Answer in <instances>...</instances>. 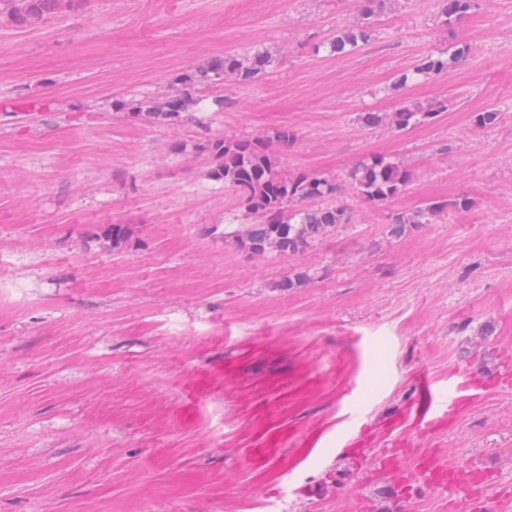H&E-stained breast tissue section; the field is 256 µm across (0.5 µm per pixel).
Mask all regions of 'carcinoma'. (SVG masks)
<instances>
[{"mask_svg": "<svg viewBox=\"0 0 512 512\" xmlns=\"http://www.w3.org/2000/svg\"><path fill=\"white\" fill-rule=\"evenodd\" d=\"M12 8L23 20L39 19L55 13L61 0H10ZM442 15L451 20L460 18L472 8L473 0H438ZM368 32L352 29L330 40L332 52L343 54L367 41ZM269 60L261 53L241 56L231 52L214 59L206 74L208 85L217 86L226 77H233L242 84L252 82L265 72ZM448 69V60L426 57L411 70L397 75L393 88L399 90L416 76L440 74ZM185 88L172 95L163 112L157 116L171 119L189 111L190 98L186 86L194 79L182 80ZM441 106L421 108L406 105L391 116L392 124L407 127L433 120ZM290 134L280 129L267 139H207L204 148L216 162L213 174L225 184L235 188L245 210L255 216V223L244 224L233 232L236 245L257 256L269 252L295 254L304 250L316 239L326 235L338 224H345L349 216L344 207L328 200L338 187L321 176L299 175L282 178L275 170L270 145L288 144ZM410 174L400 166L383 158L359 166L351 180L356 191L370 201H387L397 196L409 181ZM467 206L462 199L450 203L431 201L414 214H398L394 223L429 224L450 208L460 210Z\"/></svg>", "mask_w": 512, "mask_h": 512, "instance_id": "cac0c4a2", "label": "carcinoma"}]
</instances>
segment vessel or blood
<instances>
[{
	"label": "vessel or blood",
	"instance_id": "1",
	"mask_svg": "<svg viewBox=\"0 0 512 512\" xmlns=\"http://www.w3.org/2000/svg\"><path fill=\"white\" fill-rule=\"evenodd\" d=\"M414 382L422 400L408 430L388 437L369 464L357 473L361 482L388 475L401 504H408L417 489L440 497L450 512H501L512 501V484H498L490 471L470 464L439 465L437 451L423 447L434 432L456 426L470 409L479 391L512 383V360L504 359L498 372L469 366L462 380L447 396H440L425 371Z\"/></svg>",
	"mask_w": 512,
	"mask_h": 512
}]
</instances>
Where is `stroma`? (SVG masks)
<instances>
[{"mask_svg": "<svg viewBox=\"0 0 512 512\" xmlns=\"http://www.w3.org/2000/svg\"><path fill=\"white\" fill-rule=\"evenodd\" d=\"M357 27L369 41L334 55ZM227 50L264 53L267 74L197 86L176 119L139 110ZM428 55L447 70L394 89ZM441 102L404 129L362 121ZM279 129V174L336 182L350 220L255 256L199 143ZM380 157L411 178L371 202L350 173ZM509 350L512 0L451 22L437 0H73L26 21L0 5V512H397L386 479L356 485L346 443L382 446L417 371L444 394ZM423 444L512 479V388ZM466 206L467 202L462 199L454 200L451 203H448V201H431L425 203L422 208L415 211L411 216L407 214H397L394 224H429L436 216H440L447 211L448 208L460 210Z\"/></svg>", "mask_w": 512, "mask_h": 512, "instance_id": "35a3bbf8", "label": "stroma"}]
</instances>
